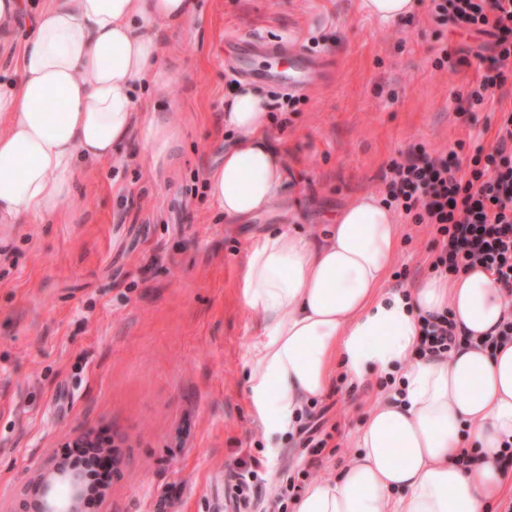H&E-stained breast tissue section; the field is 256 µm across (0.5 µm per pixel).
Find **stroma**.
<instances>
[{
  "mask_svg": "<svg viewBox=\"0 0 512 512\" xmlns=\"http://www.w3.org/2000/svg\"><path fill=\"white\" fill-rule=\"evenodd\" d=\"M229 34L291 37L331 62L270 131L294 225L311 236L360 195H380L402 153L461 141L468 162L512 107L507 96L457 111L491 39L436 22L428 0L391 24L362 0H196L184 26L161 29L173 81L141 96L142 111L181 130L169 160L153 165L131 139L84 166L56 214L0 226V512L87 431L117 450L112 512H217L243 460L257 473L250 512H281L277 484L338 478L355 453L379 378L336 377L311 405L319 450L296 431L266 437L254 418L244 360L262 315L243 307L238 280L247 245L283 216L226 222L203 187L224 161ZM445 51L451 61L435 67ZM395 220L392 289L424 279L434 257L432 226Z\"/></svg>",
  "mask_w": 512,
  "mask_h": 512,
  "instance_id": "obj_1",
  "label": "stroma"
}]
</instances>
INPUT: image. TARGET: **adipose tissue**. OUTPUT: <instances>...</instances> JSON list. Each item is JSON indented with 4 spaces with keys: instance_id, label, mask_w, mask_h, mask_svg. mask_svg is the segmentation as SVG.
<instances>
[{
    "instance_id": "ef3b65f1",
    "label": "adipose tissue",
    "mask_w": 512,
    "mask_h": 512,
    "mask_svg": "<svg viewBox=\"0 0 512 512\" xmlns=\"http://www.w3.org/2000/svg\"><path fill=\"white\" fill-rule=\"evenodd\" d=\"M194 10V0H0V30L27 22L19 77L0 81V224L58 212L81 166L111 158L131 137L153 165L167 161L179 131L140 111L139 94L171 83L159 27ZM272 122L267 97L249 84L225 100L234 143L205 175L225 218L243 222L287 199ZM399 237L388 206L363 195L337 212L326 237L282 227L253 238L245 253L241 301L263 316L245 364L265 434L292 427L334 371L353 383L393 382L358 430L341 477L310 482L292 512H489L504 489L512 340L492 352L477 342L512 308L481 265L385 289ZM437 312L468 341L445 357H417L422 318Z\"/></svg>"
}]
</instances>
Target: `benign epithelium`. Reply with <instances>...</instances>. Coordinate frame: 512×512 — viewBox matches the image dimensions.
Returning <instances> with one entry per match:
<instances>
[{"label": "benign epithelium", "mask_w": 512, "mask_h": 512, "mask_svg": "<svg viewBox=\"0 0 512 512\" xmlns=\"http://www.w3.org/2000/svg\"><path fill=\"white\" fill-rule=\"evenodd\" d=\"M55 482H41L33 496H19L12 512H80L82 503L94 495L83 473L64 463L54 466Z\"/></svg>", "instance_id": "obj_1"}]
</instances>
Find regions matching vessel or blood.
I'll list each match as a JSON object with an SVG mask.
<instances>
[{
  "label": "vessel or blood",
  "mask_w": 512,
  "mask_h": 512,
  "mask_svg": "<svg viewBox=\"0 0 512 512\" xmlns=\"http://www.w3.org/2000/svg\"><path fill=\"white\" fill-rule=\"evenodd\" d=\"M225 53L238 73L250 80L304 95L325 75V59L310 55L300 43L273 42L261 36H232Z\"/></svg>",
  "instance_id": "b4317fda"
}]
</instances>
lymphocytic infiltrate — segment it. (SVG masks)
Masks as SVG:
<instances>
[{"label": "lymphocytic infiltrate", "instance_id": "obj_1", "mask_svg": "<svg viewBox=\"0 0 512 512\" xmlns=\"http://www.w3.org/2000/svg\"><path fill=\"white\" fill-rule=\"evenodd\" d=\"M428 8L437 22L491 36L492 62L479 70L465 101L473 106L494 99L512 78V0H429ZM386 202L414 223L433 226L434 272L484 265L512 307V111L500 117L493 150L475 148L468 174H461L453 149L392 159ZM465 340L453 319L434 314L424 321L417 351L444 356Z\"/></svg>", "mask_w": 512, "mask_h": 512}]
</instances>
